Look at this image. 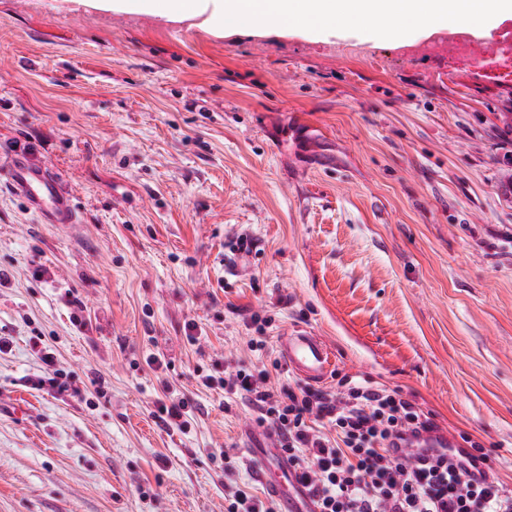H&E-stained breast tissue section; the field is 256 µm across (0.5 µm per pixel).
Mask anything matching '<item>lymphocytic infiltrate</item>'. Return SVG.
Here are the masks:
<instances>
[{
  "instance_id": "f902f5d3",
  "label": "lymphocytic infiltrate",
  "mask_w": 512,
  "mask_h": 512,
  "mask_svg": "<svg viewBox=\"0 0 512 512\" xmlns=\"http://www.w3.org/2000/svg\"><path fill=\"white\" fill-rule=\"evenodd\" d=\"M270 368L244 365L204 387L240 399L256 422L279 437L288 465L307 489L316 512H512V489L498 481L472 480L445 458L424 467L413 450H398L404 431L430 421L395 390L343 379L339 390L272 385ZM224 512H278L224 471Z\"/></svg>"
}]
</instances>
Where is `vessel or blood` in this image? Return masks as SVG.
<instances>
[{"label": "vessel or blood", "instance_id": "b4317fda", "mask_svg": "<svg viewBox=\"0 0 512 512\" xmlns=\"http://www.w3.org/2000/svg\"><path fill=\"white\" fill-rule=\"evenodd\" d=\"M7 179L29 206L39 209L47 223L69 224L74 216L68 193L60 181L49 174L36 155L26 151L15 154L7 167ZM279 352L292 373L311 383H320L334 370V356L323 337L299 328L279 341ZM403 447L419 449V463L434 462L439 448L455 450L458 442L446 430L435 427L403 435ZM252 465L254 479L271 492L280 512H315L305 504V495L277 446L253 444L243 449Z\"/></svg>", "mask_w": 512, "mask_h": 512}]
</instances>
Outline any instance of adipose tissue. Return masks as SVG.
<instances>
[{
  "label": "adipose tissue",
  "instance_id": "adipose-tissue-1",
  "mask_svg": "<svg viewBox=\"0 0 512 512\" xmlns=\"http://www.w3.org/2000/svg\"><path fill=\"white\" fill-rule=\"evenodd\" d=\"M217 9L255 26L295 22L387 29L404 39L410 24L451 28L472 21L482 27L512 15V0H219Z\"/></svg>",
  "mask_w": 512,
  "mask_h": 512
}]
</instances>
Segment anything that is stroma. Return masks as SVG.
Masks as SVG:
<instances>
[{
    "mask_svg": "<svg viewBox=\"0 0 512 512\" xmlns=\"http://www.w3.org/2000/svg\"><path fill=\"white\" fill-rule=\"evenodd\" d=\"M195 2L0 0V169L30 150L77 216L0 182V512H224L255 422L200 378L297 326L512 489V81L435 59L418 26L255 28ZM43 349L67 391L37 387ZM168 394L190 432L156 421Z\"/></svg>",
    "mask_w": 512,
    "mask_h": 512,
    "instance_id": "stroma-1",
    "label": "stroma"
}]
</instances>
